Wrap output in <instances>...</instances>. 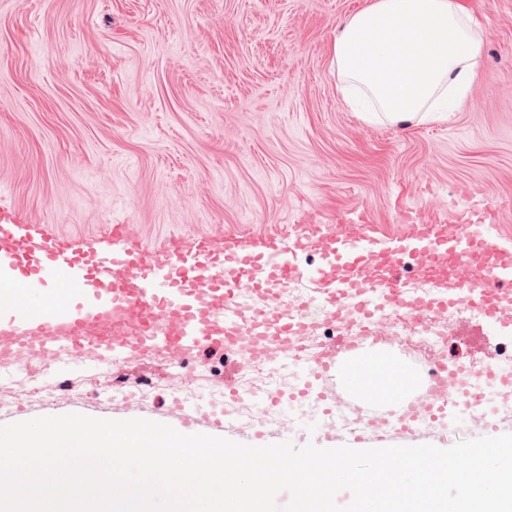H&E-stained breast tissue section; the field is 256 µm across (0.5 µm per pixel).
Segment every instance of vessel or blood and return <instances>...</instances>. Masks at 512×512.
Here are the masks:
<instances>
[{
  "label": "vessel or blood",
  "mask_w": 512,
  "mask_h": 512,
  "mask_svg": "<svg viewBox=\"0 0 512 512\" xmlns=\"http://www.w3.org/2000/svg\"><path fill=\"white\" fill-rule=\"evenodd\" d=\"M492 219L490 211L472 209L445 224L417 225L412 213H402L401 223L415 226L409 247H379L375 229L357 213L353 233L343 223L297 224L284 242L203 238L189 246L177 241L154 253L121 227L92 245L73 246L53 235L25 234L19 224L0 217V263L8 267L7 278L0 280V373L37 359L73 373L79 385L119 363L164 357L181 369L215 353L239 362L251 357L273 371H303L301 396L335 408L341 399L330 379L338 367L351 363L370 374V349L378 339L349 332L322 341L315 360L302 362L293 355L292 343L313 333L319 319L281 307L278 285L307 283L324 307L323 317L333 320L347 308L363 310L373 290L382 288L390 311L452 312L473 305L494 321L512 308V288L505 285L506 274L512 273V249L492 235ZM413 249L422 255L418 274L432 288L422 299L403 274V261ZM302 252L318 255L320 265L299 263L296 256ZM34 288L47 289L46 306H31ZM456 380L447 364L434 363L419 400L394 398L373 410L363 394L349 408L354 426L340 432L319 426L301 437L317 443L339 437L362 448L410 437L427 418L452 423L458 408L444 394ZM223 386L222 408L180 397L156 415L142 399L127 395L113 399L112 416L154 418L255 446L287 440L285 420L242 422L228 408L239 397L236 381L224 379ZM45 411L40 403L0 406V425Z\"/></svg>",
  "instance_id": "obj_1"
}]
</instances>
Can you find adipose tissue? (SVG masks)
Here are the masks:
<instances>
[{"instance_id":"adipose-tissue-1","label":"adipose tissue","mask_w":512,"mask_h":512,"mask_svg":"<svg viewBox=\"0 0 512 512\" xmlns=\"http://www.w3.org/2000/svg\"><path fill=\"white\" fill-rule=\"evenodd\" d=\"M485 37L467 0H368L333 43L336 86L393 125L444 119L468 109Z\"/></svg>"}]
</instances>
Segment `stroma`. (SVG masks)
<instances>
[{
    "mask_svg": "<svg viewBox=\"0 0 512 512\" xmlns=\"http://www.w3.org/2000/svg\"><path fill=\"white\" fill-rule=\"evenodd\" d=\"M365 2L0 0V213L164 247L359 209L389 243L411 233L403 212L435 224L485 200L512 248V0H474L469 109L406 128L336 91V30ZM440 328L447 361L512 365V309Z\"/></svg>",
    "mask_w": 512,
    "mask_h": 512,
    "instance_id": "stroma-1",
    "label": "stroma"
}]
</instances>
